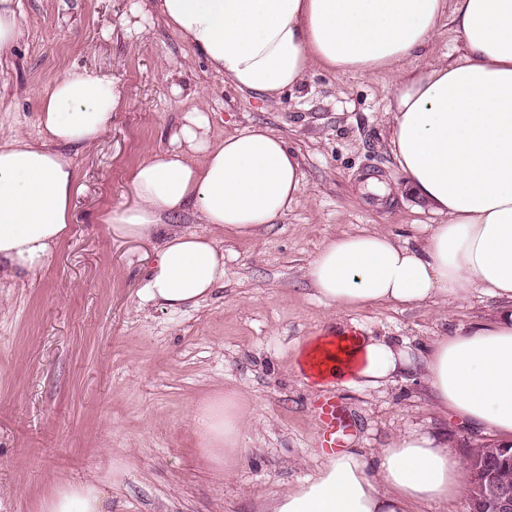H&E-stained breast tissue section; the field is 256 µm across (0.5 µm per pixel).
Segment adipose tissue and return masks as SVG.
I'll return each mask as SVG.
<instances>
[{
    "mask_svg": "<svg viewBox=\"0 0 512 512\" xmlns=\"http://www.w3.org/2000/svg\"><path fill=\"white\" fill-rule=\"evenodd\" d=\"M154 16L240 92L277 102L316 67L390 74L388 143L412 192L441 216L415 245L377 232L328 239L305 276L327 307L437 300L481 293L504 303L492 323L435 337L415 352L362 330L314 337L297 370L319 384L381 392L419 374L433 405L512 447V0H144ZM458 58L417 66L441 19ZM112 76L75 67L42 96L40 136H0V279L35 280L68 235L76 174L69 154L112 125ZM301 158L269 127L215 134L202 107L184 112L167 146L129 173L134 206L103 217L109 233L159 238L141 304L198 305L224 283L221 233L247 236L298 202ZM192 215L212 234L174 228ZM193 420L209 459L232 473L249 416L233 392L199 405ZM465 463L431 433L399 435L372 454L351 448L317 477L284 489L272 512H415L461 497ZM44 512H108L91 482L62 483Z\"/></svg>",
    "mask_w": 512,
    "mask_h": 512,
    "instance_id": "1",
    "label": "adipose tissue"
}]
</instances>
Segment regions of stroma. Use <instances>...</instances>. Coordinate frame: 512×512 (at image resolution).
<instances>
[{
    "label": "stroma",
    "instance_id": "obj_1",
    "mask_svg": "<svg viewBox=\"0 0 512 512\" xmlns=\"http://www.w3.org/2000/svg\"><path fill=\"white\" fill-rule=\"evenodd\" d=\"M18 2L27 36L0 72V133L37 139L43 92L75 66L112 73L120 100L102 139L72 155L70 232L51 266L34 283L0 284V512H43L62 481L97 483L111 512H272L279 491L315 477L329 454L319 417L327 399L340 416L337 450L370 453L419 431L447 434L466 455L475 434L436 411L413 377L380 395L319 386L294 368L332 328L358 325L420 347L501 310L477 294L337 315L305 277L333 235L376 231L413 243L438 221L388 146L392 78L315 68L265 104L210 72L161 21L128 31L137 0ZM197 103L217 133L262 124L281 135L302 158L301 194L255 236L225 237L224 285L209 300L179 312L143 307L138 292L158 243L111 235L101 218L132 204L130 171ZM227 391L254 409L229 476L203 457L191 413Z\"/></svg>",
    "mask_w": 512,
    "mask_h": 512
}]
</instances>
